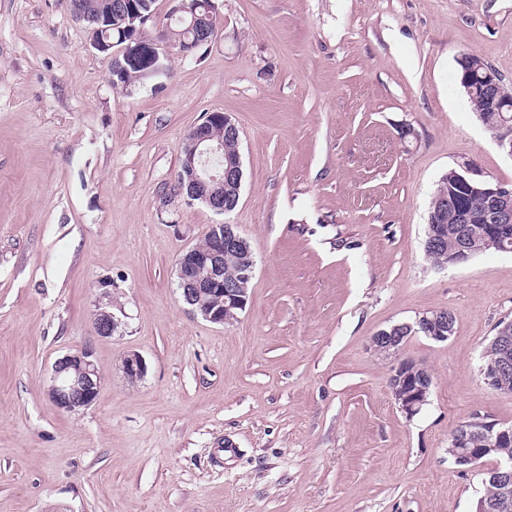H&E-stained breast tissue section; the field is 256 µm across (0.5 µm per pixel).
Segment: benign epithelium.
Returning a JSON list of instances; mask_svg holds the SVG:
<instances>
[{"label":"benign epithelium","instance_id":"1","mask_svg":"<svg viewBox=\"0 0 512 512\" xmlns=\"http://www.w3.org/2000/svg\"><path fill=\"white\" fill-rule=\"evenodd\" d=\"M173 7L169 19L185 21L191 16L190 27L194 29V38L189 42L174 43L163 37L145 40L136 33L123 38L119 46L105 42L100 37L99 24L112 22V14L124 17L138 15L135 0H114L112 6L103 8L98 19L89 17L85 12L73 10L74 16L93 23L89 28L90 45L109 59V81L125 72L130 66L141 68L148 77L159 70L160 57L170 49L184 57L194 50L208 44L214 38L210 19L219 14L218 0H207L204 10L188 0H172ZM471 56L462 54L459 60L468 64L467 77L463 81L466 94L473 95L479 90L491 103L492 112L480 114L483 126L497 135L501 148L512 156V116L505 114L501 107L502 77L490 66L469 62ZM224 126V133L240 140V131L231 118L224 112H210L204 121L196 125L185 137L181 146V187L180 194L189 203L200 202L217 214H226L228 209L238 204L242 184L241 155L224 162V169L212 170L208 167L210 158L224 154V141L211 133L213 125ZM458 181L460 190L448 193L438 203V212L447 213L457 224H478L485 248L497 251L509 250L512 243V187L489 179L476 164L469 160L458 163ZM229 195H224V190ZM208 245L204 249L193 246L185 250L177 259L176 276L182 302L205 320L219 325L231 323L237 319L234 310H244L248 303L247 289L244 284L251 281L255 261L251 258L248 242L238 232L234 224H214L207 232ZM472 238L465 233L460 236L451 264L464 263L472 258ZM238 265V278L233 281L224 279V265ZM205 293L216 294L223 303L214 307L201 302ZM117 328L113 314L99 312L96 317V329L100 336L110 337ZM502 361L495 372L483 376L484 383L495 388L498 373L512 367V319L503 320L498 328ZM404 332L395 326L391 332L381 331L373 337L375 350L384 355L396 353L404 341ZM123 371L133 382L142 379L147 366L137 353H130L122 360ZM412 365L402 362L392 375L394 400L399 409L409 418L419 413L427 403L429 384H417L410 371ZM54 384L50 397L55 406L66 412L76 413L90 406L97 399L101 387V378L94 360L91 347L84 346L73 353L59 358L54 364ZM482 435L487 447L471 448L472 436ZM512 439V428L486 416L473 415L460 422L452 434L450 454L455 463L473 467L498 444ZM490 480L503 487L505 497L496 503H485L483 512H499L508 506L506 493L512 489V460L503 459L491 470L486 471Z\"/></svg>","mask_w":512,"mask_h":512}]
</instances>
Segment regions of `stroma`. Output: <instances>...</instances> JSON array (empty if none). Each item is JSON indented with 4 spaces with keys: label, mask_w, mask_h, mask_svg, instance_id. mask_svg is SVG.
<instances>
[{
    "label": "stroma",
    "mask_w": 512,
    "mask_h": 512,
    "mask_svg": "<svg viewBox=\"0 0 512 512\" xmlns=\"http://www.w3.org/2000/svg\"><path fill=\"white\" fill-rule=\"evenodd\" d=\"M464 53L512 85V0H222L211 43L121 90L70 0H0V512H474L482 469L448 444L474 414L512 424L479 373L512 319V253L440 268L423 244L448 168L512 187V157L456 84ZM215 111L241 137L224 216L176 190ZM221 223L256 257L224 326L175 273ZM437 310L448 340L375 351ZM85 345L101 389L68 414L53 365ZM403 361L433 378L410 419L389 385Z\"/></svg>",
    "instance_id": "1"
}]
</instances>
